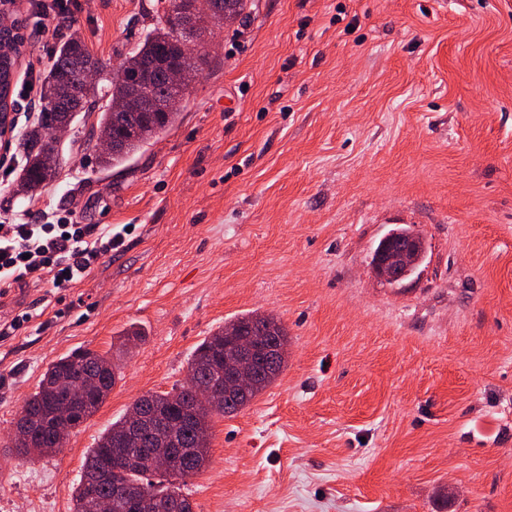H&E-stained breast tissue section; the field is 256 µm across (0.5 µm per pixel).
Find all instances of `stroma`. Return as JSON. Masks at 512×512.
I'll use <instances>...</instances> for the list:
<instances>
[{
    "mask_svg": "<svg viewBox=\"0 0 512 512\" xmlns=\"http://www.w3.org/2000/svg\"><path fill=\"white\" fill-rule=\"evenodd\" d=\"M77 3L61 38L116 66L166 0ZM38 16V0L11 16L24 44L0 223L70 209L123 240L72 287L0 297V324L30 316L0 335V512H72L101 433L249 312L283 322L288 358L214 417L195 512H512V0H252L210 33L170 130L104 171L77 123L56 180L23 198ZM405 226L427 254L396 286L370 260ZM132 324L143 342L65 447L8 449L47 367L111 352Z\"/></svg>",
    "mask_w": 512,
    "mask_h": 512,
    "instance_id": "stroma-1",
    "label": "stroma"
}]
</instances>
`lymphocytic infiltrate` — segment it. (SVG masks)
Listing matches in <instances>:
<instances>
[{
	"label": "lymphocytic infiltrate",
	"mask_w": 512,
	"mask_h": 512,
	"mask_svg": "<svg viewBox=\"0 0 512 512\" xmlns=\"http://www.w3.org/2000/svg\"><path fill=\"white\" fill-rule=\"evenodd\" d=\"M118 244L111 225L81 223L72 211L19 214L0 224V295L45 275L54 288L72 287Z\"/></svg>",
	"instance_id": "f902f5d3"
}]
</instances>
